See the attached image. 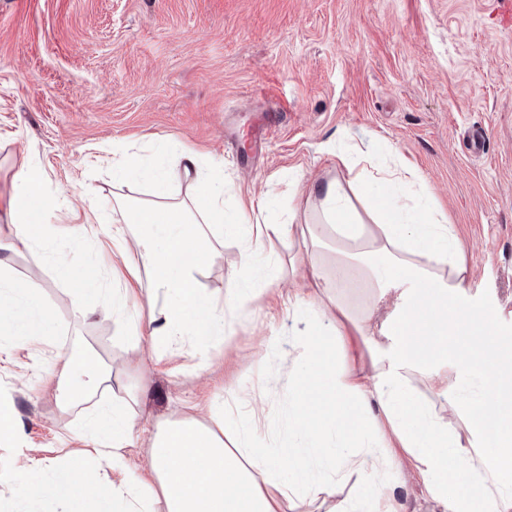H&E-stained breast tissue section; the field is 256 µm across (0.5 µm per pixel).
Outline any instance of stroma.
<instances>
[{
  "mask_svg": "<svg viewBox=\"0 0 512 512\" xmlns=\"http://www.w3.org/2000/svg\"><path fill=\"white\" fill-rule=\"evenodd\" d=\"M497 0H0V239L11 240L7 203L22 170L44 173L56 201L43 243L8 253L12 277L48 303V333L26 341L0 335V399L21 436L0 444V512H64L29 495L37 478L82 465L103 481L79 431L99 405L125 406L136 421L125 450L143 468L150 432L188 417L209 424L207 407L254 410L260 447L279 446L288 375L310 313L288 309L292 278L266 285L261 305L237 319L230 344L195 337L155 339L149 324L128 335L119 319L81 318L53 259H94L110 291L130 275L112 238L114 198H153L146 182H115L125 153L151 158L191 149L224 168L226 211L247 202L270 224L319 218L317 204L289 184L338 179L362 193L355 171L337 165L343 144L392 153L431 187L438 209L464 241L468 304L490 310L512 339V28ZM484 128L486 153L471 158L466 134ZM102 217L95 230L85 211ZM195 272L216 304L238 286L244 243L211 235ZM111 369L109 387L64 402L73 348ZM438 381L416 373L417 393L445 410V392L477 381L460 361Z\"/></svg>",
  "mask_w": 512,
  "mask_h": 512,
  "instance_id": "obj_1",
  "label": "stroma"
}]
</instances>
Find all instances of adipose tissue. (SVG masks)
<instances>
[{"label":"adipose tissue","mask_w":512,"mask_h":512,"mask_svg":"<svg viewBox=\"0 0 512 512\" xmlns=\"http://www.w3.org/2000/svg\"><path fill=\"white\" fill-rule=\"evenodd\" d=\"M177 171L193 184L182 200L166 193ZM114 174L121 181L148 180L156 190L154 201L118 204L120 237L135 244L126 255L129 273L148 272L164 298L150 313L153 335L187 333L204 343L232 335L228 318L258 299L262 283L282 277L285 265L302 262L298 255L286 263L259 261L271 235H302L317 246L335 235L336 280L325 281L311 266L315 290L288 300L291 308L319 316L321 325L298 346L305 366L289 377L288 433L277 453L257 447L250 416L238 415L220 435L187 418L154 432L147 469L132 472L124 450L133 422L121 408H101L86 418L82 434L97 443L100 465L122 472L123 480L106 486L96 472L74 464L35 484L36 495L65 500L68 512H84L88 502L95 512H286L348 483L352 489L337 512H403L394 490L412 471L442 512H512V340L500 339L491 312L466 304V248L413 169L369 163L362 178L376 191L360 210L338 180L304 184L325 220L303 225L263 223L242 204L226 213L223 170L201 174L200 156L189 150L171 167L127 163ZM43 183L39 168H26L23 192L8 202L20 222L7 249L37 241L52 207ZM213 227L226 237H245L246 264L254 271L221 309L194 276L209 259L207 231ZM55 267L79 301V316L118 317L139 332L140 318L129 310L138 289H113L104 308L94 261L59 256ZM360 282L373 290L360 314L328 296L330 287ZM394 288L406 301L400 315L382 325L390 341L384 353L372 322L378 301ZM0 323L19 338L47 326L39 291L12 278L1 260ZM463 358L484 380L448 393V413L440 415L414 392L410 377L416 371L437 375L439 362ZM284 470L290 480H281Z\"/></svg>","instance_id":"adipose-tissue-1"}]
</instances>
